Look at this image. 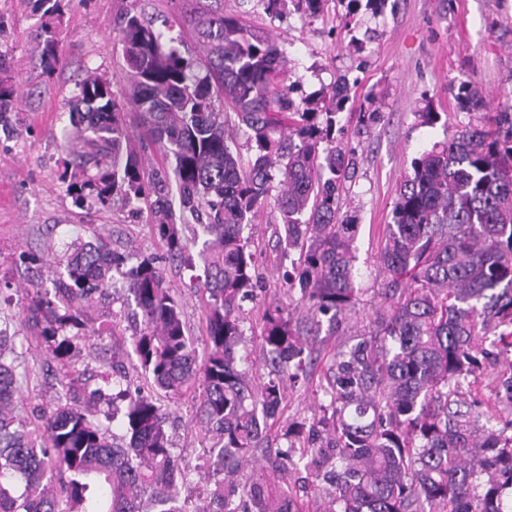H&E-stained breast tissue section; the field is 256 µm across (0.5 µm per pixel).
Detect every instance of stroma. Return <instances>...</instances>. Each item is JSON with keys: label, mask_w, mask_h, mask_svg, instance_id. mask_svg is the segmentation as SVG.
<instances>
[{"label": "stroma", "mask_w": 512, "mask_h": 512, "mask_svg": "<svg viewBox=\"0 0 512 512\" xmlns=\"http://www.w3.org/2000/svg\"><path fill=\"white\" fill-rule=\"evenodd\" d=\"M134 2L159 20L182 8L180 0H62L58 11L48 12L35 0H0V51L10 60L8 79L16 90L14 132L0 140V324L9 323L16 333V411L32 422L55 401L66 373L79 372L90 388L111 394L116 377L112 346L129 343L135 329V303L121 291L101 310L102 321L115 327L114 337L97 345L88 337L76 339V353L68 361L54 358L36 329L20 327L35 289L51 287L60 258L75 244L101 234L111 249L125 255L160 257L186 331L197 350L205 348L202 301L189 287L188 272L166 259L152 225L132 204L104 208L91 198L76 204L62 178L71 160L63 135L71 129L79 79L93 71L116 93L129 88L112 21ZM223 3L225 13L238 15L286 49L294 99L314 102L328 96L341 75L350 82L338 140L355 162L350 191L341 201L343 217L358 227L362 293L343 331L344 337L355 336L368 328L379 301L376 255L384 227L392 221L397 185L411 173L414 158L445 138L446 124L469 119L458 104L460 84L476 87L486 111L512 105V0H397L395 8L379 13L364 0H326L317 17L299 12L291 2L277 15L266 13L256 0ZM47 36L54 38L60 57L50 74L40 63ZM359 111H374L380 118L363 126L352 118ZM425 112L442 118L423 122ZM278 217L269 206L258 221L260 286L255 299L243 304L250 319L272 299L288 297L282 279L288 263L276 247ZM198 407L194 393L167 405L166 428L180 463L193 472L195 494L202 495L211 483L197 470L208 445Z\"/></svg>", "instance_id": "obj_1"}]
</instances>
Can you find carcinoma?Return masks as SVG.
<instances>
[{"instance_id": "cac0c4a2", "label": "carcinoma", "mask_w": 512, "mask_h": 512, "mask_svg": "<svg viewBox=\"0 0 512 512\" xmlns=\"http://www.w3.org/2000/svg\"><path fill=\"white\" fill-rule=\"evenodd\" d=\"M191 49L133 4L116 22L131 90L88 75L78 84L73 130L66 134L68 189L144 205L166 255L194 272L180 221H198L202 273L192 275L207 320L197 360L179 301L157 257L131 266L104 240L65 254V273L38 292L26 321L64 356L70 327L86 329L90 310L115 287L112 270L141 316L127 355L165 397L199 391L200 423L213 435L206 473L224 474L206 497L188 494L157 400L131 395L123 418L128 442L92 418L85 383L65 376L53 405L31 427L15 412L16 366L4 360L12 339L0 328V512H303L291 475L267 467L241 488L232 477L254 462L263 430L281 419L283 379L296 384L317 361L311 337L327 325L337 336L361 295L355 239L359 225L341 217L353 158L336 144V116L349 81L332 89L334 107L297 104L277 83L286 50L224 9L199 5L189 14ZM42 63L59 64L52 38ZM462 107L483 101L470 84ZM13 89L0 79V131L12 133ZM247 136L241 156L238 132ZM159 144L174 176L148 164ZM96 174L88 175V167ZM178 204H173V195ZM273 204L278 244L293 309L265 307L258 326L268 378L237 363L244 336L242 303L257 288L253 222ZM380 301L372 330L327 352L326 384L310 424L290 422L299 449L289 470L303 469L332 487L322 512H512V106L483 112L415 159L396 188L393 223L378 251ZM496 399L474 394L483 384Z\"/></svg>"}]
</instances>
